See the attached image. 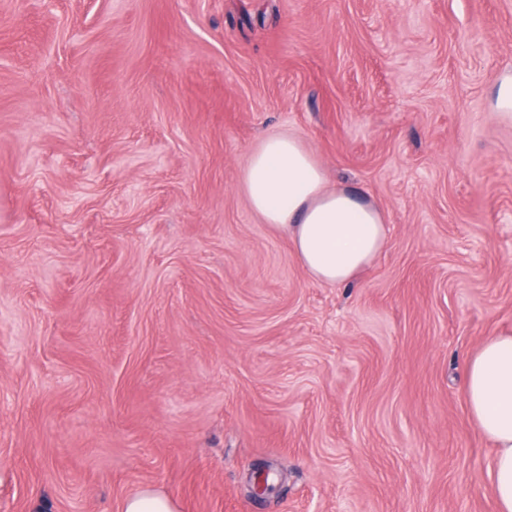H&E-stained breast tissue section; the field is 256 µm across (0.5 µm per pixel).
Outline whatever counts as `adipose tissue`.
I'll use <instances>...</instances> for the list:
<instances>
[{
  "label": "adipose tissue",
  "instance_id": "adipose-tissue-1",
  "mask_svg": "<svg viewBox=\"0 0 512 512\" xmlns=\"http://www.w3.org/2000/svg\"><path fill=\"white\" fill-rule=\"evenodd\" d=\"M240 186L253 212L287 235L293 256L316 281L349 283L383 250V211L352 188H328L323 166L297 136L263 137ZM464 393L476 430L493 444L497 512H512V333L485 339L468 361Z\"/></svg>",
  "mask_w": 512,
  "mask_h": 512
}]
</instances>
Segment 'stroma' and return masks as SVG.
Wrapping results in <instances>:
<instances>
[{
  "label": "stroma",
  "instance_id": "stroma-1",
  "mask_svg": "<svg viewBox=\"0 0 512 512\" xmlns=\"http://www.w3.org/2000/svg\"><path fill=\"white\" fill-rule=\"evenodd\" d=\"M506 75L512 0H0V512H496ZM278 132L386 214L349 284L239 189ZM469 418L493 444L491 492L497 512H512V333L488 336L466 367ZM119 512H178L176 502L164 493L145 488L128 495L119 504Z\"/></svg>",
  "mask_w": 512,
  "mask_h": 512
}]
</instances>
